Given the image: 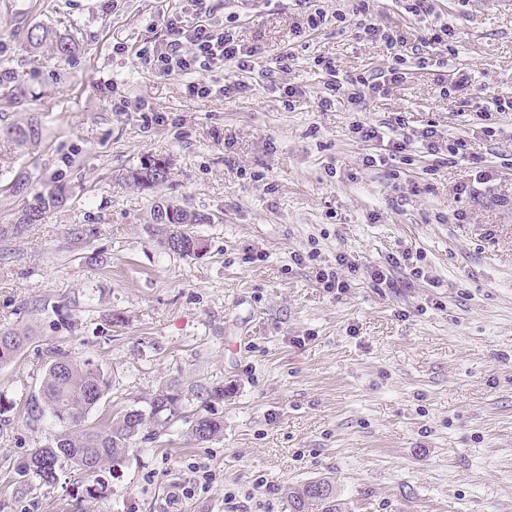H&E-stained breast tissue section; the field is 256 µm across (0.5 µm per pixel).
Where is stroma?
Listing matches in <instances>:
<instances>
[{"instance_id":"35a3bbf8","label":"stroma","mask_w":512,"mask_h":512,"mask_svg":"<svg viewBox=\"0 0 512 512\" xmlns=\"http://www.w3.org/2000/svg\"><path fill=\"white\" fill-rule=\"evenodd\" d=\"M356 4L322 0L327 19L310 30L295 0H206L200 15L189 0H0V92L26 87L20 102L0 99V125L43 126L14 166L36 191L60 180L72 193L0 240V328L33 338L0 366L13 404L0 415V512H163L194 463L215 479L178 512H290L288 488L326 476L342 512H512V112L482 121L440 92L465 68L474 103L512 93V0H438L454 54L408 55L407 80L357 114L321 107L327 78L314 65L332 58L344 79L388 65L383 41L336 22ZM175 14L260 47L251 71L208 72L232 93L190 95L187 76L140 59ZM35 23L72 36L77 55L30 48ZM398 112L407 133L464 139L467 158L436 160L415 140L405 157L363 166L371 146L353 120ZM147 155L172 161L162 198L218 216L197 227L203 255L160 247L151 197L123 179ZM406 252L393 286H374L371 269ZM340 254L356 267L349 286L324 288L316 272ZM60 352L110 380L87 426L169 384L186 421L147 426L99 477L63 464L55 484L21 482L29 450L57 430L26 408ZM216 384L224 399L208 411L224 433L199 443L189 421L206 410L192 391ZM97 480L107 489L89 496Z\"/></svg>"}]
</instances>
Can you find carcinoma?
<instances>
[{
  "instance_id": "carcinoma-1",
  "label": "carcinoma",
  "mask_w": 512,
  "mask_h": 512,
  "mask_svg": "<svg viewBox=\"0 0 512 512\" xmlns=\"http://www.w3.org/2000/svg\"><path fill=\"white\" fill-rule=\"evenodd\" d=\"M26 42L34 49L51 45L56 55L68 59L76 53V41L42 25L31 26L25 35ZM41 138L38 122L12 123L0 128V148L6 152L33 145ZM170 177L169 159L147 155L139 164L128 168L124 180L142 190L154 191L167 184ZM71 200L66 183L57 180L45 192L34 195L33 201L17 213L18 224H41L47 215ZM166 212L162 223L168 225L160 246L167 253L193 257L207 250L206 239L193 226L214 223L213 215L190 206L169 200L155 201L150 218L157 223L160 211ZM32 342L24 329L0 330V366L8 365ZM109 387V380L102 368L90 359L77 360L59 354L48 363L41 382L39 396L27 407L28 417L40 421L46 417L58 423L61 431L38 448L30 449L18 472L26 481L36 480L44 485L56 481V470L64 462L94 476L105 466L122 463L128 449L147 424L175 423L184 419V395L175 386L168 385L151 395L148 409H130L112 418L102 428L85 427L87 415L96 409ZM196 398L203 406L224 400V386H199ZM224 431V421L203 415L191 428V437L204 443ZM291 512H341L336 503V487L330 478L309 480L288 488Z\"/></svg>"
}]
</instances>
